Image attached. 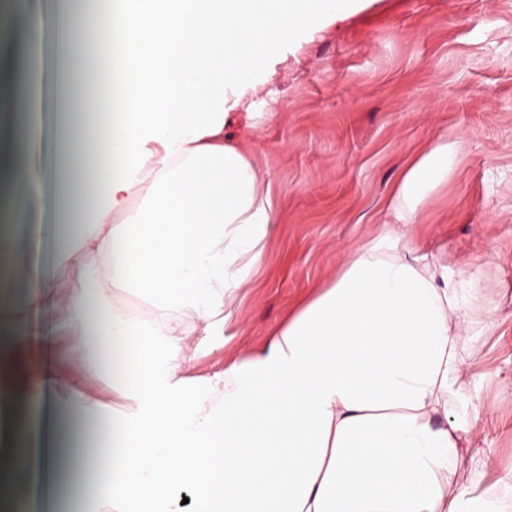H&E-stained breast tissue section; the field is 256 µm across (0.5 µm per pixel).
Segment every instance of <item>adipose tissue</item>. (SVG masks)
Masks as SVG:
<instances>
[{
    "label": "adipose tissue",
    "mask_w": 512,
    "mask_h": 512,
    "mask_svg": "<svg viewBox=\"0 0 512 512\" xmlns=\"http://www.w3.org/2000/svg\"><path fill=\"white\" fill-rule=\"evenodd\" d=\"M355 0H114L69 20L80 76L86 43L107 36L124 74L112 160L66 124L69 215L79 254L66 285L68 321L85 338L87 374L112 373V512H506L464 465V367L495 305L471 265L419 250L407 229L454 174L460 145L437 141L404 168L387 211L393 227L356 250L296 308L264 348L186 376L187 340L223 331L258 266L275 207L246 154L225 141L228 96L257 90L271 51L299 41ZM45 17H27L19 82L45 68ZM108 268H101V259ZM130 294L134 318L110 304Z\"/></svg>",
    "instance_id": "adipose-tissue-1"
}]
</instances>
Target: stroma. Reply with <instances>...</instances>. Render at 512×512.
Returning a JSON list of instances; mask_svg holds the SVG:
<instances>
[{
    "instance_id": "35a3bbf8",
    "label": "stroma",
    "mask_w": 512,
    "mask_h": 512,
    "mask_svg": "<svg viewBox=\"0 0 512 512\" xmlns=\"http://www.w3.org/2000/svg\"><path fill=\"white\" fill-rule=\"evenodd\" d=\"M62 36L53 28L48 43L50 79L65 86L45 104L42 154L57 176L25 197L29 221L46 224L64 222L67 206L66 150L54 127L93 121L80 105L95 89L79 80L80 60L66 55ZM259 80L254 118L230 108L224 133L270 186L276 225L223 335L190 340L187 376L261 349L292 308L383 232L408 161L434 141H459L454 175L408 233L422 249L445 250L484 273L497 305L494 329L465 367L472 411L463 451L482 466L480 489L491 487L512 468V0H357L355 14L312 40L281 44ZM20 319L32 342L19 362L50 359L64 386L57 403L76 415L72 442L85 450L56 484L64 512H112L100 426L119 401L112 379L85 373L87 347L63 299ZM18 436L0 424V468L13 473L17 512H28L41 481L35 464L13 471Z\"/></svg>"
}]
</instances>
